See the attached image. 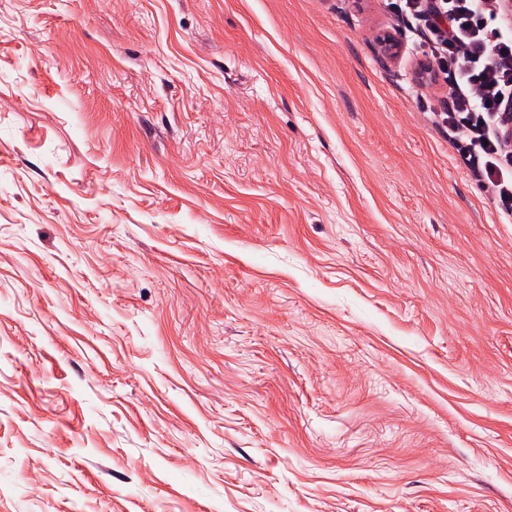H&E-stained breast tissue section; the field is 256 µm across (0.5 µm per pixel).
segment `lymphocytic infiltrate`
Segmentation results:
<instances>
[{
	"mask_svg": "<svg viewBox=\"0 0 512 512\" xmlns=\"http://www.w3.org/2000/svg\"><path fill=\"white\" fill-rule=\"evenodd\" d=\"M404 9L428 33L426 56L451 80L452 106L442 113L448 136L467 144L494 204L512 217V31L501 0H405Z\"/></svg>",
	"mask_w": 512,
	"mask_h": 512,
	"instance_id": "f902f5d3",
	"label": "lymphocytic infiltrate"
}]
</instances>
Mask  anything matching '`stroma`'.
Wrapping results in <instances>:
<instances>
[{"label": "stroma", "instance_id": "obj_1", "mask_svg": "<svg viewBox=\"0 0 512 512\" xmlns=\"http://www.w3.org/2000/svg\"><path fill=\"white\" fill-rule=\"evenodd\" d=\"M419 42L0 0V512H512V223Z\"/></svg>", "mask_w": 512, "mask_h": 512}]
</instances>
